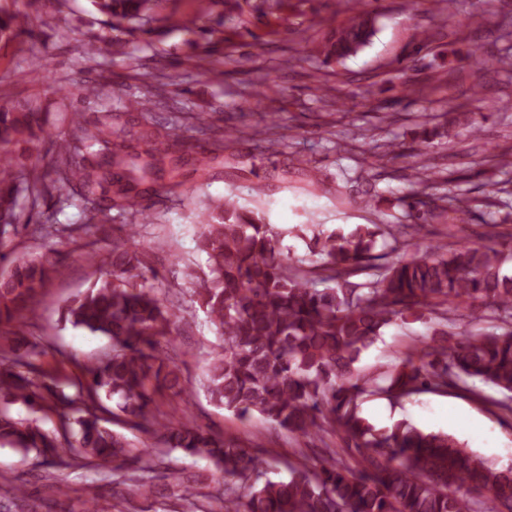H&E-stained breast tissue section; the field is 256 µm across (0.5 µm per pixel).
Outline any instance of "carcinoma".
<instances>
[{
    "label": "carcinoma",
    "mask_w": 512,
    "mask_h": 512,
    "mask_svg": "<svg viewBox=\"0 0 512 512\" xmlns=\"http://www.w3.org/2000/svg\"><path fill=\"white\" fill-rule=\"evenodd\" d=\"M90 2L109 30L150 32L152 0ZM219 2L199 3L182 27L206 32L205 19ZM26 25L16 14L0 15V40ZM374 26L375 18L360 12L331 29L314 45L317 61L326 67L344 63L370 44ZM79 94L101 103L91 116L72 112L56 141L49 184L27 177L24 162L9 150L50 134L46 114L30 104L0 108V237L22 231L45 242L59 237L66 225L39 207L52 192L61 196L74 185L88 206V220L112 210L130 217L98 278L60 312L63 322L108 338L112 352L84 365L82 378L59 383L44 372L27 338L12 333L8 355L0 358L1 443L49 463H62L68 454L121 469L137 464L141 473L128 493L145 496L150 460L131 455L127 439L107 426L108 413L149 433L155 448L207 460L227 484L253 480L243 496L227 488L222 512H512L511 465L501 468L448 434L406 421L377 429L360 413L370 396L401 400L448 387L478 396L483 385L500 391L506 400L499 407L512 414V275L502 272L506 255L493 240L450 248L444 241L425 246L420 238L426 224L465 221L473 210L467 192L407 195L397 203L403 224H363L347 233L326 232L320 224L297 228L311 233V253L329 283L322 289L284 256V231L263 212L244 211L233 200L203 210L198 249L206 256V271L186 266L183 277L220 339L207 368L209 399L242 419L258 414L291 433L332 432L344 443L328 457L306 459L287 480L260 484L261 450L189 420L175 424L155 408L156 397L179 396L187 388L168 353L178 335L180 308L164 297L158 274L141 272L136 241L140 225L152 216L142 205L140 186L162 178L167 165L169 173L177 170L161 145L178 142V136L149 112L175 109L178 101L147 85L145 123L127 126L117 124L120 113L132 108L125 94L105 97L95 82ZM448 114L449 121L419 124V154L449 137L448 125L473 132L484 117L451 107ZM198 133L190 162L203 179L224 162L232 133L207 119L198 120ZM384 234L403 237L408 256L377 264V237ZM57 263L51 251L17 257L0 273V327L19 312L37 313L38 297ZM365 268L375 270L372 279L352 280ZM464 320L490 322L492 330L468 336L452 331ZM397 322L424 323L428 337L389 364L368 372L357 368L382 329ZM47 396L77 425L66 448L38 419L17 418L9 410L18 399L33 409Z\"/></svg>",
    "instance_id": "cac0c4a2"
}]
</instances>
